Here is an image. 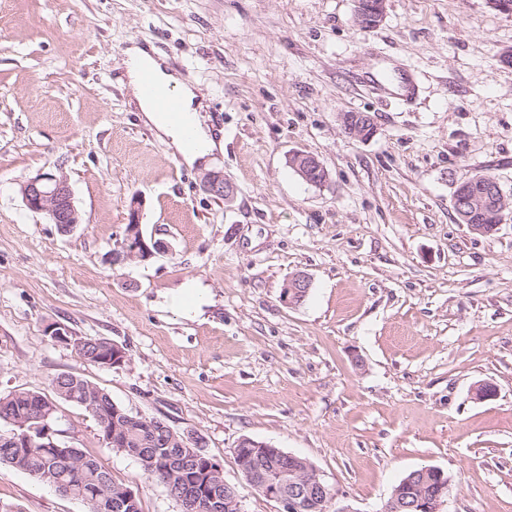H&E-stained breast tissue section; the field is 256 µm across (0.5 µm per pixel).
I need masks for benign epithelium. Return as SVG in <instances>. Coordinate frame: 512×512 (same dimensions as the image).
<instances>
[{
    "mask_svg": "<svg viewBox=\"0 0 512 512\" xmlns=\"http://www.w3.org/2000/svg\"><path fill=\"white\" fill-rule=\"evenodd\" d=\"M359 20L365 25H376L384 17L386 0H355ZM346 134L353 138L368 139L376 132V122L370 115L344 113L341 116ZM289 164L304 181L318 185L327 179V171L313 155L295 152ZM208 193L216 198L230 200L234 196V186L219 174H210L205 181ZM23 200L28 209L45 214L59 231L68 234L80 217L74 206L71 189L66 177L53 173H40L30 179L21 189ZM453 206L461 222L469 229L481 235L491 234L504 222L506 204L497 179H484L482 190L470 192L460 187L454 195ZM171 250V243L144 236L138 220V209L130 208L128 223L122 243V252L117 254L120 260H146L158 253ZM310 288V279L297 274L288 280L281 293L283 302L290 306L300 304ZM443 477V470L425 467L396 487L386 502L383 512H441L445 496L432 498L424 493V487L434 478ZM254 482L264 491L267 499L282 504L284 512H303L308 506L329 509L333 496L327 494L328 485L319 471L308 461L302 466L288 471L286 469H266L256 471ZM230 484H224V499L213 497L209 500L211 512H241L239 497L227 493Z\"/></svg>",
    "mask_w": 512,
    "mask_h": 512,
    "instance_id": "1",
    "label": "benign epithelium"
}]
</instances>
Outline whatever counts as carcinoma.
<instances>
[{"label": "carcinoma", "instance_id": "obj_1", "mask_svg": "<svg viewBox=\"0 0 512 512\" xmlns=\"http://www.w3.org/2000/svg\"><path fill=\"white\" fill-rule=\"evenodd\" d=\"M113 344L105 339L91 347L77 349L79 356L87 361L105 360L112 357ZM67 402L83 407L95 405L90 414L96 421L97 430L102 428L127 429V451L141 466L147 478L162 483L185 497L207 496L210 493L224 498V477L211 471L207 458H198L180 447L177 437L181 433H170L162 423L147 424L145 419L116 404L104 389L88 379L71 373H62L51 381V394L33 391H17L0 396V432L16 429L14 421L25 423L18 433H26L29 439L17 447L13 443H0V463H8L27 472L30 476L54 486L58 491L80 499L89 507V512H142L141 503L135 502L119 509L113 498L119 496L121 484L112 479V474L81 449L66 443L63 448H46L44 444L53 439L45 434L42 415L51 413L57 418L58 405ZM255 449H239L235 460L239 471L248 483H253L254 465L290 468L298 462L280 454L277 448L264 450L263 458L256 459Z\"/></svg>", "mask_w": 512, "mask_h": 512}]
</instances>
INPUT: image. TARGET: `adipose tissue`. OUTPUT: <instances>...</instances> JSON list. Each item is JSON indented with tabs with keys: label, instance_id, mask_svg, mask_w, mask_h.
Returning <instances> with one entry per match:
<instances>
[{
	"label": "adipose tissue",
	"instance_id": "1",
	"mask_svg": "<svg viewBox=\"0 0 512 512\" xmlns=\"http://www.w3.org/2000/svg\"><path fill=\"white\" fill-rule=\"evenodd\" d=\"M127 87L130 90L137 106L142 112L145 121L152 125L159 138L170 140L176 153L181 155L187 166L199 164L219 149L220 144L199 119L202 103L198 98L195 88L177 75L169 72L165 60L154 53L138 45L130 46L125 51ZM151 69L157 80L164 85L176 90L184 110L192 121L197 140L196 146H187L178 127L170 123L160 112H157L150 100L145 98L140 91V73L143 69Z\"/></svg>",
	"mask_w": 512,
	"mask_h": 512
}]
</instances>
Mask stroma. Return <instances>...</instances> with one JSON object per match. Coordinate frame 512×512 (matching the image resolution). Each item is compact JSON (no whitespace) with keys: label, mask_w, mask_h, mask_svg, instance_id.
<instances>
[{"label":"stroma","mask_w":512,"mask_h":512,"mask_svg":"<svg viewBox=\"0 0 512 512\" xmlns=\"http://www.w3.org/2000/svg\"><path fill=\"white\" fill-rule=\"evenodd\" d=\"M155 48L194 85L223 150L187 167L143 119L125 51ZM512 13L489 0H0V395L75 373L142 417L195 432L243 512H283L242 477L250 437L313 464L334 506L381 512L409 472L441 468L442 512H512ZM416 76L395 102L376 69ZM374 116L347 135L340 116ZM316 156L312 185L289 166ZM66 177L80 222L61 234L21 188ZM223 174L226 202L204 179ZM494 176L507 209L472 233L459 181ZM169 253L114 262L130 207ZM311 287L283 302L290 277ZM202 313L168 308L186 285ZM122 346L119 369L46 336ZM494 398L475 396L478 384ZM59 427L143 512H180L139 463L64 403ZM0 512H87L0 463ZM355 2L357 15L364 25H376L383 19L386 0H355ZM341 121L345 133L353 138L368 139L376 132V122L371 115L343 113ZM289 164L309 184L318 185L327 179L326 169L313 155L302 152L293 153L289 159ZM310 288V279L304 274H297L288 280L281 293L283 302L290 306L300 304Z\"/></svg>","instance_id":"obj_1"}]
</instances>
